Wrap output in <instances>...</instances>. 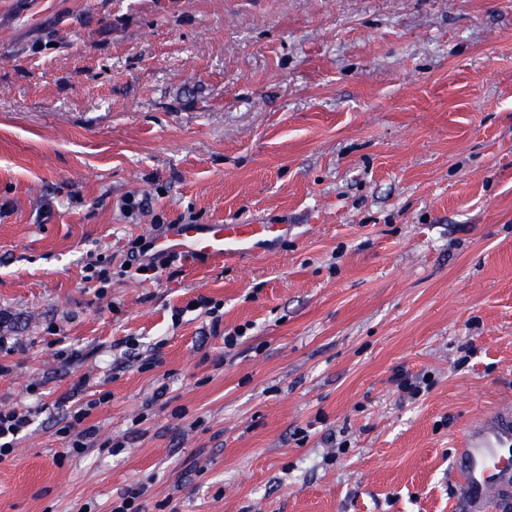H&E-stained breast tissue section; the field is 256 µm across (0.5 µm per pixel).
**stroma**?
I'll list each match as a JSON object with an SVG mask.
<instances>
[{"instance_id": "1", "label": "stroma", "mask_w": 512, "mask_h": 512, "mask_svg": "<svg viewBox=\"0 0 512 512\" xmlns=\"http://www.w3.org/2000/svg\"><path fill=\"white\" fill-rule=\"evenodd\" d=\"M157 224L288 230L122 274ZM0 311V409H39L0 512H468L456 442L512 401V0H0ZM106 398L107 396L104 394L98 399H90L87 401L79 400L78 405L68 412V418L72 421L67 422V424L60 429V433L65 435L70 434L71 429H73L76 424H80L88 418L95 408H97L101 403H104Z\"/></svg>"}]
</instances>
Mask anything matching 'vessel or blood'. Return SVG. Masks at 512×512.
<instances>
[{"label": "vessel or blood", "instance_id": "b4317fda", "mask_svg": "<svg viewBox=\"0 0 512 512\" xmlns=\"http://www.w3.org/2000/svg\"><path fill=\"white\" fill-rule=\"evenodd\" d=\"M281 230L278 224H213L202 232L178 224L161 247L192 259H226L259 251ZM455 470L463 498L478 512L491 498L512 495V405L495 408L466 429Z\"/></svg>", "mask_w": 512, "mask_h": 512}]
</instances>
